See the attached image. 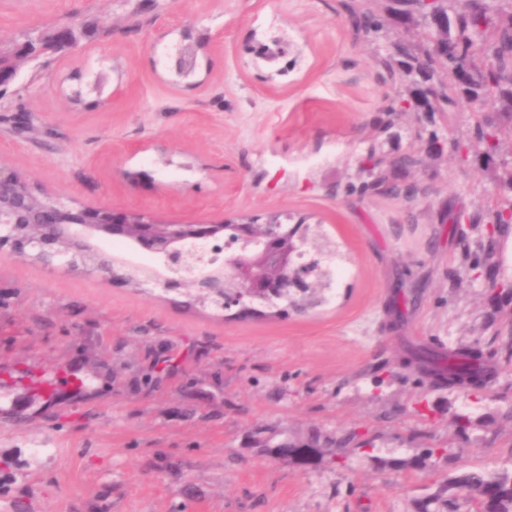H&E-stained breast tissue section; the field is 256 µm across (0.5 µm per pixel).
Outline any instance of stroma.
<instances>
[{"label": "stroma", "instance_id": "35a3bbf8", "mask_svg": "<svg viewBox=\"0 0 512 512\" xmlns=\"http://www.w3.org/2000/svg\"><path fill=\"white\" fill-rule=\"evenodd\" d=\"M351 2L0 0L1 45L63 24L78 40L0 92V160L168 221L304 216L338 266L316 307L216 316L0 252V512H412L444 476L512 471V224L486 216L512 140L488 152L467 99L392 112L391 43L414 34L357 37ZM184 41L200 51L178 78L158 50ZM452 138L466 162L409 169L412 198L362 189L370 163ZM461 346L487 379L435 384L428 353ZM282 444L319 458L288 463Z\"/></svg>", "mask_w": 512, "mask_h": 512}]
</instances>
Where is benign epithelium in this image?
Instances as JSON below:
<instances>
[{
  "instance_id": "1",
  "label": "benign epithelium",
  "mask_w": 512,
  "mask_h": 512,
  "mask_svg": "<svg viewBox=\"0 0 512 512\" xmlns=\"http://www.w3.org/2000/svg\"><path fill=\"white\" fill-rule=\"evenodd\" d=\"M0 48V77L9 72L18 77L20 64L36 54ZM198 46L187 43L170 60L179 74L192 72ZM284 214L263 212L234 217L221 216L206 223L165 222L152 212L108 204L86 206L67 202L47 192L40 184L20 181L10 165L0 164V251L29 259L42 255L44 267L73 272L81 270L87 254L97 251L101 234L122 237L150 251L157 266L150 270L111 257L101 277L140 286L196 288L224 299V307L250 310L255 300L280 298L295 291L305 294L314 287L307 265L299 262L301 252L294 228H285ZM230 224L236 241L226 245L224 258L209 256L207 246L216 240L224 225ZM237 283L224 293V275ZM311 448H276L278 458L288 462L306 460Z\"/></svg>"
}]
</instances>
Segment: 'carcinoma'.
<instances>
[{"label": "carcinoma", "mask_w": 512, "mask_h": 512, "mask_svg": "<svg viewBox=\"0 0 512 512\" xmlns=\"http://www.w3.org/2000/svg\"><path fill=\"white\" fill-rule=\"evenodd\" d=\"M399 14L416 30L417 42L395 41L393 55L403 77L412 78L406 95L399 97V111L423 109L443 112L453 109L462 98L477 101L474 113L477 136L497 147L503 137L512 138V0L496 16L477 0H460L462 5L448 11L451 0H396ZM349 20L355 33L366 36L384 32L376 15L362 6L350 7ZM419 162L417 155L397 158L377 182L395 196L411 194L414 186L399 182L407 169ZM490 223L512 221V198L496 197L487 204ZM477 355L450 352L436 360L437 374L448 381H460L477 374ZM469 504L474 512L498 509L512 512V488L499 481V473L467 471L448 475L429 496L413 502L414 512H459Z\"/></svg>", "instance_id": "obj_1"}]
</instances>
